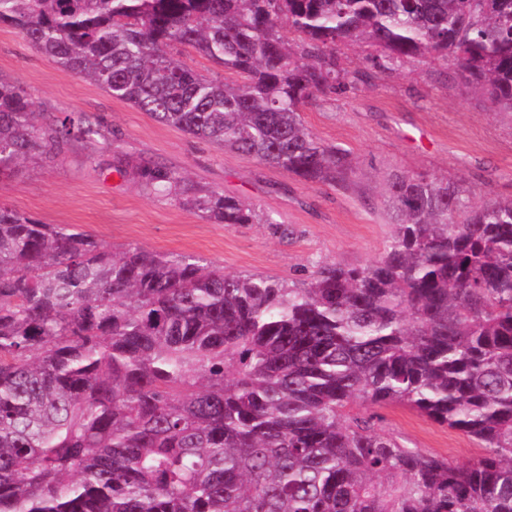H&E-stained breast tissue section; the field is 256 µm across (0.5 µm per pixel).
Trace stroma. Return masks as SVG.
<instances>
[{"instance_id": "stroma-1", "label": "stroma", "mask_w": 512, "mask_h": 512, "mask_svg": "<svg viewBox=\"0 0 512 512\" xmlns=\"http://www.w3.org/2000/svg\"><path fill=\"white\" fill-rule=\"evenodd\" d=\"M0 81L31 97L39 122L76 112L92 129L62 144L52 161L34 160L0 178V204L115 248L194 255L227 274L298 281L323 264L378 260L393 231L383 188L395 174L448 176L482 196L512 198V112L494 110L454 64L432 56L337 86L305 109L304 121L319 139L351 153L355 173L346 187L297 181L163 124L63 68L3 23ZM155 166L182 172L183 183L155 194L139 174ZM211 190L248 205L255 222L215 224L182 203ZM381 414L386 431L453 464L482 453L463 432L415 411L390 406Z\"/></svg>"}]
</instances>
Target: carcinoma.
<instances>
[{"label":"carcinoma","instance_id":"carcinoma-1","mask_svg":"<svg viewBox=\"0 0 512 512\" xmlns=\"http://www.w3.org/2000/svg\"><path fill=\"white\" fill-rule=\"evenodd\" d=\"M0 22L112 97L308 184L354 173L302 119L348 76L450 57L512 112V0H0ZM356 42L373 73L340 68ZM179 46L243 82L199 76ZM76 125L40 127L0 82V176ZM144 175L157 194L181 181ZM474 195L394 175L384 255L300 285L1 204L0 512H512V198ZM183 204L256 217L215 190ZM393 405L483 454L459 466L409 446L373 412Z\"/></svg>","mask_w":512,"mask_h":512}]
</instances>
